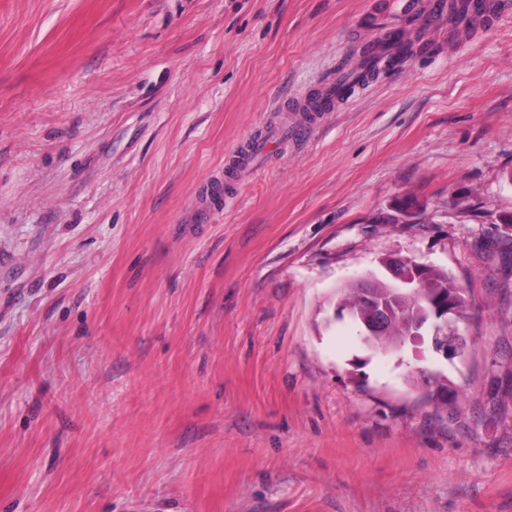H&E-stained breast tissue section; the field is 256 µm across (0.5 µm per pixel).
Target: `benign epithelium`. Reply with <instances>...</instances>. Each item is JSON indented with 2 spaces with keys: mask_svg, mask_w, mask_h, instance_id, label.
Masks as SVG:
<instances>
[{
  "mask_svg": "<svg viewBox=\"0 0 512 512\" xmlns=\"http://www.w3.org/2000/svg\"><path fill=\"white\" fill-rule=\"evenodd\" d=\"M388 275L398 284L404 296H416L422 291V282L426 265L411 258L390 255L381 261ZM360 298L370 309L372 319L363 325V335L379 336L384 332L387 319L392 308L384 301L373 298L368 281H360ZM431 319L414 318L406 335L400 337L397 348L412 346L414 353L421 352L425 343H430L433 351L446 360L459 358L465 353L463 337L459 334L457 323L460 320L456 299L452 296L444 298L432 297L428 301Z\"/></svg>",
  "mask_w": 512,
  "mask_h": 512,
  "instance_id": "benign-epithelium-1",
  "label": "benign epithelium"
}]
</instances>
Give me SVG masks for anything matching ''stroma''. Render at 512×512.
Instances as JSON below:
<instances>
[{"mask_svg":"<svg viewBox=\"0 0 512 512\" xmlns=\"http://www.w3.org/2000/svg\"><path fill=\"white\" fill-rule=\"evenodd\" d=\"M504 2L314 123L402 0H0V512H512ZM389 255L463 358L336 318ZM349 83L337 82L336 79L328 81L322 88L321 92L308 100L309 109L311 112H330L335 106L336 101L341 97H346L349 94ZM343 97V98H344ZM388 275L398 284L403 296L419 295L423 289L424 294L451 293L460 298L459 308L463 317L467 315L468 302L456 281L448 275V272L429 267L424 288L422 282L426 272V264L414 259L390 255L381 261ZM432 317L413 318L405 336H401L397 342V349L405 345L412 346L417 355L422 353L421 348L430 339L433 351L442 355L445 360L462 357L465 353L464 345L468 343L459 334L457 323L460 320L456 299L452 296L444 298L441 296L432 297L428 301Z\"/></svg>","mask_w":512,"mask_h":512,"instance_id":"35a3bbf8","label":"stroma"}]
</instances>
